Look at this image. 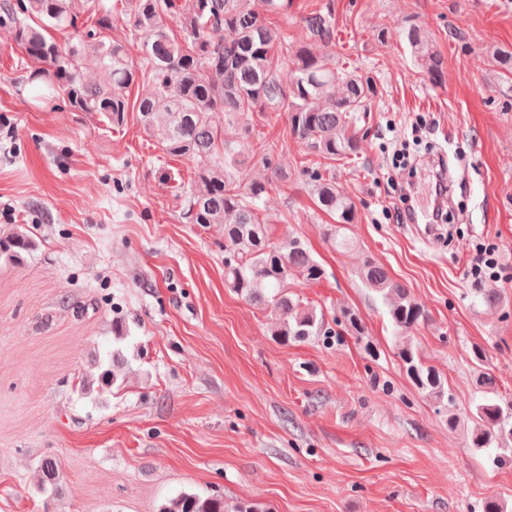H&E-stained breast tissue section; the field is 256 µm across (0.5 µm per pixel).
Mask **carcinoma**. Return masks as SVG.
Instances as JSON below:
<instances>
[{"label": "carcinoma", "mask_w": 512, "mask_h": 512, "mask_svg": "<svg viewBox=\"0 0 512 512\" xmlns=\"http://www.w3.org/2000/svg\"><path fill=\"white\" fill-rule=\"evenodd\" d=\"M3 0L1 22L13 26L15 40L34 68L30 82H40L64 95L77 112L98 113L112 125L124 124L127 112L139 114L143 128L158 138L163 151L193 163L194 179L184 191L185 214L194 224L224 225V282L250 305L275 313L272 335L286 343L329 336L323 316L290 294L288 281L298 277L318 281L323 268L306 243L290 236L274 244L267 234L269 219L261 202L269 183L245 181L255 157L273 177L281 171L274 149L250 140L254 113L288 108V132L309 157L301 167L317 206L336 220L327 238L339 249L351 245L345 225L356 221L352 199L336 190L327 162L358 153L360 140L353 128L356 113L367 110L371 80L353 67L319 52L335 37L331 14L310 12L303 20L306 40L288 43V4L291 0ZM121 10L129 34L105 41L114 11ZM88 13L85 36L61 46L52 35L75 25L78 14ZM274 16L279 22L269 21ZM174 22L179 35L171 33ZM224 38H215L219 32ZM420 72L439 80L443 58L428 34L416 25L404 30ZM291 51L293 77L288 85L278 78L282 54ZM92 52L101 77L91 82L82 73V59ZM146 85L147 93L129 102V88ZM34 247L30 235L16 229L0 236V256L20 259ZM365 287L389 306L395 329L405 336L428 320L425 308L403 283L374 261L360 272ZM417 389L439 404H446L448 426L457 422L445 381L418 357L412 344L398 352ZM483 401L475 409V430L470 443L476 451L512 453V400L501 397L495 379L483 374ZM42 486L56 484L60 465L52 457L40 464ZM160 512H270L254 503L229 501L220 495L202 497L181 493Z\"/></svg>", "instance_id": "obj_1"}]
</instances>
